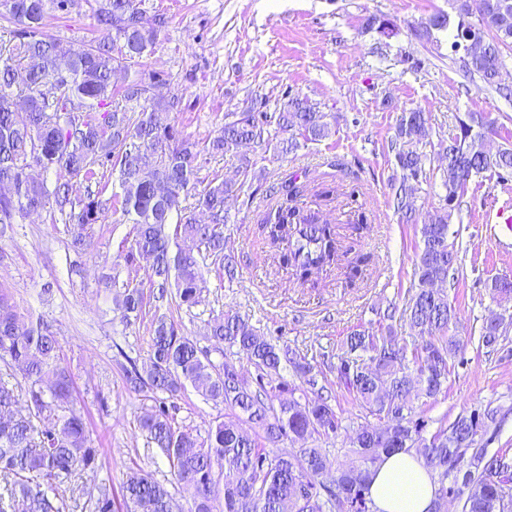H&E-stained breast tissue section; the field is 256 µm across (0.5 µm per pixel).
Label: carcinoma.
<instances>
[{
	"label": "carcinoma",
	"instance_id": "cac0c4a2",
	"mask_svg": "<svg viewBox=\"0 0 512 512\" xmlns=\"http://www.w3.org/2000/svg\"><path fill=\"white\" fill-rule=\"evenodd\" d=\"M92 2L99 36L75 50L47 34L45 18L50 9L70 12L77 0H0V19L12 26L10 38L0 39V184L15 187L10 195L0 193V236L16 223V215L37 213L49 203L62 220L76 226V249L89 245L87 230L109 212L113 222L133 224L132 238L119 257L128 273L136 274L137 257L148 256L159 296L149 362L139 367L131 360L122 369L130 391L154 402L139 429L167 457L170 484L190 502V512H331L345 503L351 512H368L372 469L399 450L415 451L437 477L438 490L460 499L461 512H512V464L504 456L488 455L481 444L495 411L461 417L428 438L424 422L415 417L418 403L437 399L447 388L448 361L464 345L462 337L448 335L457 312L448 293L435 287L455 279L458 250L449 240L448 220L461 211L472 177L491 172L502 182L512 178V147L494 155L484 147L494 121L470 113L448 142L439 143L448 157L443 205L420 225L415 292L403 310L422 343L409 353L392 336L355 330L347 337L339 379L362 409L378 418L385 415L389 422L360 428L350 439L352 459L346 465H333L317 445L278 454L274 447L286 439H329L340 429L326 399H311L298 387L277 381L281 366L289 363L299 378L315 386L311 363L277 347L248 319L227 310L210 322V336L246 355L255 369L247 380L230 363L214 365L168 311L199 302L205 283L194 252L199 245L228 281L236 278V257L224 248V203L252 187V164L241 148L272 145L287 154L301 139L328 136L331 123L307 97L289 92L276 112L224 113L220 133L200 144L171 117L180 106L179 94L145 95L146 81L165 83L146 70L145 59L155 49L166 16L157 13L145 25L139 20L145 0ZM457 2L456 16L437 13L414 35L429 39L433 31L446 30L456 53L469 35L481 36L484 45L478 52L460 56L462 68L503 92L499 73L506 67L503 49L512 47V0ZM366 26L387 38L397 34L389 19L370 17ZM118 70H131L133 77L118 86ZM75 98L85 103V114L68 110ZM396 140L395 160L402 172L396 209L410 219L418 210L416 184L423 175L419 149L431 143L424 113H401ZM205 155L236 159L242 179L227 182L215 176L202 183ZM35 166L55 170L54 187L28 181L26 173ZM107 175L115 180L104 181ZM72 178L87 183L86 195L71 197ZM281 192L282 201L258 224L262 239L276 249L278 267L313 287L318 284L314 276L335 268L348 287H359L372 260L360 248L369 229L367 217L359 215L342 239L335 225L299 206L302 188L296 182ZM198 213L206 220L196 218ZM116 303L126 322L140 319L143 289L124 284ZM499 321L491 317L483 323V346L499 342ZM60 351L52 326L22 312L12 289L0 284V359L7 367L6 378L0 377V475L8 484L0 491V512H65L67 499L57 481L81 474L96 461L97 449L90 446ZM188 384L233 412L211 424L204 438L175 422V400ZM121 489L118 502L111 484L95 486L83 509L172 512L170 490L140 466L123 474Z\"/></svg>",
	"mask_w": 512,
	"mask_h": 512
}]
</instances>
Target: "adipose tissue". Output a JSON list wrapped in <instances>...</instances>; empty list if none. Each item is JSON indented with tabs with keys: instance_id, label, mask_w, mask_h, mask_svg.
I'll use <instances>...</instances> for the list:
<instances>
[{
	"instance_id": "1",
	"label": "adipose tissue",
	"mask_w": 512,
	"mask_h": 512,
	"mask_svg": "<svg viewBox=\"0 0 512 512\" xmlns=\"http://www.w3.org/2000/svg\"><path fill=\"white\" fill-rule=\"evenodd\" d=\"M436 485L433 476L411 452L399 451L378 464L369 499L372 512H431Z\"/></svg>"
}]
</instances>
